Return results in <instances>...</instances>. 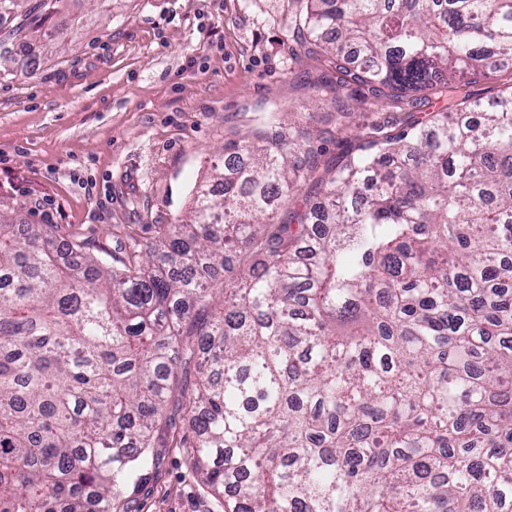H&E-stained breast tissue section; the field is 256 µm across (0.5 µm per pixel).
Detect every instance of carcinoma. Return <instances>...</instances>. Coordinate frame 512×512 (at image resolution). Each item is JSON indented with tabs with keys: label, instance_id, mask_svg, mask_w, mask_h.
<instances>
[{
	"label": "carcinoma",
	"instance_id": "obj_1",
	"mask_svg": "<svg viewBox=\"0 0 512 512\" xmlns=\"http://www.w3.org/2000/svg\"><path fill=\"white\" fill-rule=\"evenodd\" d=\"M58 0H0V46ZM336 114L512 67V0H305ZM224 145L188 224L114 251L0 209V512H113L195 337V467L224 512H512V88ZM261 256L224 288L229 257Z\"/></svg>",
	"mask_w": 512,
	"mask_h": 512
}]
</instances>
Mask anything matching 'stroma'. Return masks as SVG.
<instances>
[{
  "instance_id": "35a3bbf8",
  "label": "stroma",
  "mask_w": 512,
  "mask_h": 512,
  "mask_svg": "<svg viewBox=\"0 0 512 512\" xmlns=\"http://www.w3.org/2000/svg\"><path fill=\"white\" fill-rule=\"evenodd\" d=\"M303 0H59L57 39L14 47L0 77V201L30 224H80L105 238L131 225L188 223L195 184L224 146L250 138L259 113H295L325 129L314 83L321 58L301 47ZM198 380L183 356L160 424L156 462L116 512H223L202 484L186 400Z\"/></svg>"
}]
</instances>
